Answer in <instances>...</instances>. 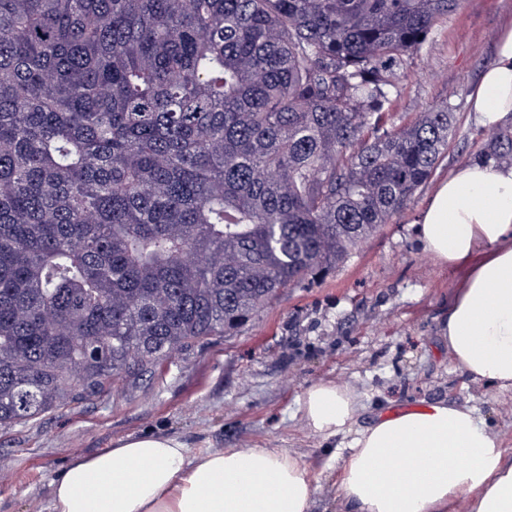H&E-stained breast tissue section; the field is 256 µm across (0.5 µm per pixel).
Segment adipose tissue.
<instances>
[{
  "label": "adipose tissue",
  "instance_id": "1",
  "mask_svg": "<svg viewBox=\"0 0 512 512\" xmlns=\"http://www.w3.org/2000/svg\"><path fill=\"white\" fill-rule=\"evenodd\" d=\"M469 102L484 127L512 123V29ZM420 224L427 251L469 268L442 327L450 355L472 380L512 389V166L457 165ZM302 409L313 433L348 438L341 512H512V450L472 407L436 400L358 429L356 394L320 382L305 390ZM50 487L48 512H310L314 495L310 468L294 452L196 453L161 433L74 457Z\"/></svg>",
  "mask_w": 512,
  "mask_h": 512
}]
</instances>
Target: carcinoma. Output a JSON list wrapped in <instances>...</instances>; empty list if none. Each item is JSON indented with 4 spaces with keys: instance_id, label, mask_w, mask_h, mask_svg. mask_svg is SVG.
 Listing matches in <instances>:
<instances>
[{
    "instance_id": "1",
    "label": "carcinoma",
    "mask_w": 512,
    "mask_h": 512,
    "mask_svg": "<svg viewBox=\"0 0 512 512\" xmlns=\"http://www.w3.org/2000/svg\"><path fill=\"white\" fill-rule=\"evenodd\" d=\"M461 0H0V428L139 380L342 263L422 187L386 127Z\"/></svg>"
}]
</instances>
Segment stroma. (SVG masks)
I'll return each mask as SVG.
<instances>
[{"label":"stroma","mask_w":512,"mask_h":512,"mask_svg":"<svg viewBox=\"0 0 512 512\" xmlns=\"http://www.w3.org/2000/svg\"><path fill=\"white\" fill-rule=\"evenodd\" d=\"M509 28L512 0H462L408 58L390 124L445 103L456 135L426 184L343 263L282 289L237 332L170 355L143 380L0 429V512H47L50 483L72 456L147 432L179 436L192 448L296 452L317 486L312 512H336L341 441L314 434L301 406L304 391L323 381L354 390L358 426L382 408L404 412L445 399L475 408L512 448V390L462 374L440 333L466 270L426 251L418 224L455 165L495 159L496 132L477 124L469 96Z\"/></svg>","instance_id":"35a3bbf8"}]
</instances>
